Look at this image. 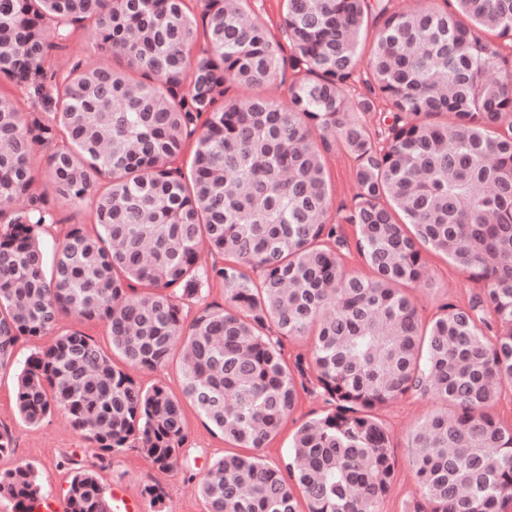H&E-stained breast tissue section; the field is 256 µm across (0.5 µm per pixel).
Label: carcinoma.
<instances>
[{"label": "carcinoma", "instance_id": "cac0c4a2", "mask_svg": "<svg viewBox=\"0 0 512 512\" xmlns=\"http://www.w3.org/2000/svg\"><path fill=\"white\" fill-rule=\"evenodd\" d=\"M450 1L279 0L285 52L249 0H204L199 16L190 0H0V76L22 95L0 89V371L62 314L105 323L112 342L73 332L34 353L21 419L62 412L100 463L132 449L168 471L182 402L112 355L154 369L180 345L184 398L256 450L212 463L208 512H297L298 492L308 512H382L395 462L376 411L409 393L442 404L408 439L410 512H512V421L491 412L512 388V0ZM78 37L98 61L52 67ZM288 71L284 106L264 89ZM378 102L380 144L362 120ZM57 140L39 180L34 147ZM338 147L357 185L341 224L327 216ZM61 203L89 205L94 228L72 225L48 266L41 235ZM345 223L366 277L339 264ZM428 252L480 293L424 326L409 289ZM215 282L224 308L185 322L184 301ZM273 329L312 339L331 405L300 425L283 469L258 450L295 411L304 361L288 365ZM40 491L31 466L0 475L15 512ZM65 504L112 512V495L79 467Z\"/></svg>", "mask_w": 512, "mask_h": 512}]
</instances>
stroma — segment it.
I'll list each match as a JSON object with an SVG mask.
<instances>
[{"mask_svg": "<svg viewBox=\"0 0 512 512\" xmlns=\"http://www.w3.org/2000/svg\"><path fill=\"white\" fill-rule=\"evenodd\" d=\"M354 159L339 150L327 157L332 195L329 215L332 220L344 216L357 192L354 181ZM479 289L478 283L450 264L445 257L429 256L421 280L411 290L412 300L421 322L427 323L442 306L469 304ZM79 331L89 336L103 350H110L111 338L103 323L80 322L71 316H61L44 335L20 338L14 348L13 366L0 373V430L13 437L9 452L0 454V475L16 467L30 464L36 469L44 499L63 503L64 491L74 466L96 469L100 483L108 489H120L127 500L136 504L138 512H157L152 495L160 493L170 512H206L198 485L214 460L238 453L236 443L224 439L213 430L193 405H185L187 441L177 466L159 471L135 451L114 456L107 467H99L97 449L91 448L73 428L69 418L54 412L37 425L21 421L15 404L17 376L32 353L51 345L58 336ZM304 391L295 412L285 418L278 433L267 442L261 455L269 465L281 466L287 460L288 448L302 422L329 410L328 401L314 390L315 374L306 370ZM436 405L429 398L408 394L391 402L377 413L388 429L394 444L397 462L392 491L383 505V512H402L405 504L417 495V487L408 458V437L417 423Z\"/></svg>", "mask_w": 512, "mask_h": 512, "instance_id": "obj_1", "label": "stroma"}]
</instances>
